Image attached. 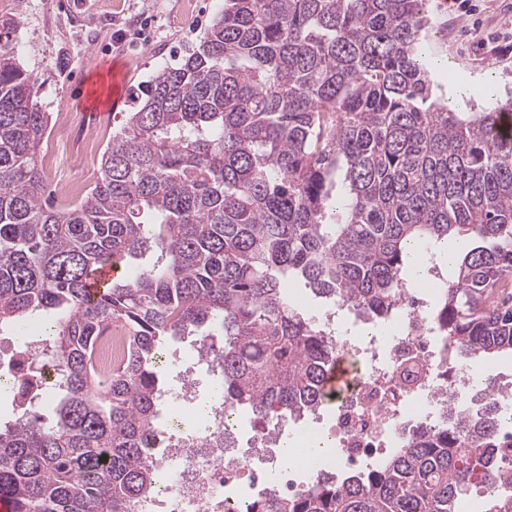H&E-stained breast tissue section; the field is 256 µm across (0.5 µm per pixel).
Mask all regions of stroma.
I'll return each instance as SVG.
<instances>
[{
	"instance_id": "obj_1",
	"label": "stroma",
	"mask_w": 512,
	"mask_h": 512,
	"mask_svg": "<svg viewBox=\"0 0 512 512\" xmlns=\"http://www.w3.org/2000/svg\"><path fill=\"white\" fill-rule=\"evenodd\" d=\"M473 2L475 11L465 14L450 0H428L433 26L424 33L425 56L437 68L436 97L456 112L512 96V32L502 27L512 0ZM223 7L224 0H0V18L18 21L8 37L17 61L38 78L35 99L48 114L41 147L60 157L44 172L47 196L81 173L82 133L60 136V113L98 127V146L106 148L138 89L191 51ZM120 29L130 34L121 44L114 38Z\"/></svg>"
}]
</instances>
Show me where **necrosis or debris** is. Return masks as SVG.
Wrapping results in <instances>:
<instances>
[{
  "label": "necrosis or debris",
  "mask_w": 512,
  "mask_h": 512,
  "mask_svg": "<svg viewBox=\"0 0 512 512\" xmlns=\"http://www.w3.org/2000/svg\"><path fill=\"white\" fill-rule=\"evenodd\" d=\"M432 299V293L406 281L394 320L374 322V331L368 335L341 332L335 317L349 313L345 302H337L335 312L323 317L324 329L340 356L353 364L355 375L324 405L323 412H331L334 418L326 432L343 455L319 461V469L356 473L382 449L399 447L411 425H434L460 397L473 402L482 399L481 379L470 367L451 366L443 343L436 341ZM160 400L165 419L188 405L201 404L205 410L188 429H173L165 423L152 437L151 458L156 467L166 471L175 463L179 469L151 499L137 503L134 512H224L228 488L239 483L248 484L261 497L272 491L297 490V483L259 466V451L238 452V412L225 403L223 395L214 392L201 400L194 383L184 378L166 387ZM323 412L314 413L313 422H320Z\"/></svg>",
  "instance_id": "4bbe7bcc"
}]
</instances>
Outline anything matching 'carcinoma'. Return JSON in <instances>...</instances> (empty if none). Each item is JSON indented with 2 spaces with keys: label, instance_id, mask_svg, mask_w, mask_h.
<instances>
[{
  "label": "carcinoma",
  "instance_id": "carcinoma-1",
  "mask_svg": "<svg viewBox=\"0 0 512 512\" xmlns=\"http://www.w3.org/2000/svg\"><path fill=\"white\" fill-rule=\"evenodd\" d=\"M427 0H224L181 62L161 69L112 133L77 204L43 201L47 113L0 39V333L44 341L57 391L4 383L0 499L16 512H130L156 489L149 459L165 342L197 335L224 399L279 423L314 409L336 356L288 284L392 314L413 251L478 245L452 265L433 328L471 363L512 356V99L463 119L433 101ZM132 268L95 301L91 272ZM119 320L123 371L95 349ZM51 400L54 414L41 406ZM491 400L464 399L381 463L315 473L293 495L233 512H497L512 462Z\"/></svg>",
  "mask_w": 512,
  "mask_h": 512
}]
</instances>
